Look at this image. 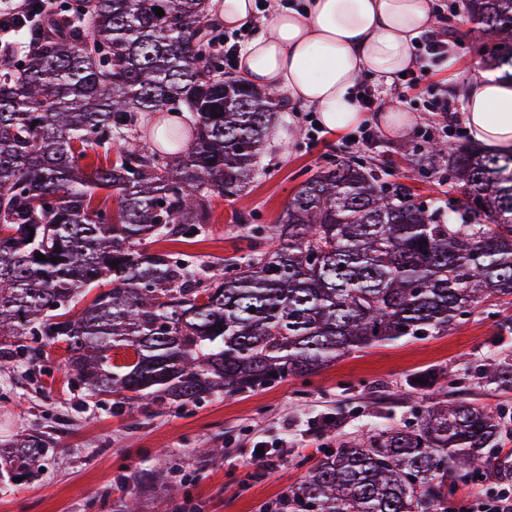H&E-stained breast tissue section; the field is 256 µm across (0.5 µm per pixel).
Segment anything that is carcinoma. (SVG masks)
Instances as JSON below:
<instances>
[{"mask_svg":"<svg viewBox=\"0 0 512 512\" xmlns=\"http://www.w3.org/2000/svg\"><path fill=\"white\" fill-rule=\"evenodd\" d=\"M206 2L28 0L0 45V343L30 337L1 359L38 362L63 344L89 394L131 412L181 408L436 336L481 299L512 301V152L471 141L432 142L414 160L448 169L460 197L442 204L340 157L261 229L272 249L251 246L205 281L188 255L150 249L203 230L214 198L245 196L283 119L275 93L224 70ZM467 8L488 66L512 80V0ZM156 115L165 143L149 145ZM116 349L130 359L112 361ZM484 377L511 391L512 361ZM499 436L494 411L433 401L413 429L324 453L289 499L299 512H437L454 469L480 470ZM0 446L9 481L49 451L35 435Z\"/></svg>","mask_w":512,"mask_h":512,"instance_id":"carcinoma-1","label":"carcinoma"}]
</instances>
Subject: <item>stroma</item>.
I'll return each mask as SVG.
<instances>
[{"label": "stroma", "instance_id": "1", "mask_svg": "<svg viewBox=\"0 0 512 512\" xmlns=\"http://www.w3.org/2000/svg\"><path fill=\"white\" fill-rule=\"evenodd\" d=\"M453 27L463 42L431 63L423 85L378 88L388 110L411 117L406 128L386 129L369 112L355 127L331 132L315 111L281 96L285 120L261 159L264 176L236 202L215 198L212 224L195 239L171 242V249L189 254L204 276L218 273L219 259L243 255L252 228L273 223L330 155L382 163L391 181L413 186L420 199L446 197L447 182L418 173L413 159L431 141L457 143L467 127L462 113L434 112L429 103L459 100L465 82L486 68L468 11ZM507 320L512 305L490 298L465 323L436 336L355 350L316 373L256 392L131 415L116 414L111 403L71 382L59 348L35 367L0 359V443L37 432L50 448L33 478L0 480V512H112L131 495L140 512H282L285 494L326 449L380 428L415 425L426 392L409 380L425 371L437 374L448 401L498 412L502 433L490 456L512 464V392L482 378L487 365L512 357V334L500 329ZM207 447L223 449V457H201ZM260 447L278 457V466L254 464ZM504 486L484 471L459 481L441 508L469 512Z\"/></svg>", "mask_w": 512, "mask_h": 512}]
</instances>
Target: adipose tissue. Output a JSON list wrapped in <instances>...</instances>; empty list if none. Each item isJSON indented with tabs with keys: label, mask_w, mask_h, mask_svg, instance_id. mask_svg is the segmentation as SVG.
I'll list each match as a JSON object with an SVG mask.
<instances>
[{
	"label": "adipose tissue",
	"mask_w": 512,
	"mask_h": 512,
	"mask_svg": "<svg viewBox=\"0 0 512 512\" xmlns=\"http://www.w3.org/2000/svg\"><path fill=\"white\" fill-rule=\"evenodd\" d=\"M267 34L242 50L239 68L253 85L286 90L319 112L324 127L346 130L364 115L354 95L363 75L388 85L412 67V46L435 32L434 0H271ZM464 121L488 151H512V81L478 74L462 94Z\"/></svg>",
	"instance_id": "ef3b65f1"
}]
</instances>
